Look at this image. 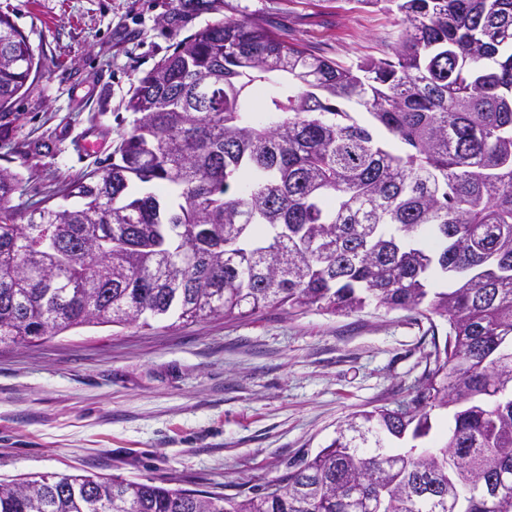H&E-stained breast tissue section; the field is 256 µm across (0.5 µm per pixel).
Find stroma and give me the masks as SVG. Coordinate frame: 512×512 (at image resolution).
<instances>
[{"label":"stroma","mask_w":512,"mask_h":512,"mask_svg":"<svg viewBox=\"0 0 512 512\" xmlns=\"http://www.w3.org/2000/svg\"><path fill=\"white\" fill-rule=\"evenodd\" d=\"M0 10L41 60L0 155L51 146L19 166V209L106 166L132 126L138 78L207 24L260 17L344 65L388 57L402 31L385 0H0ZM447 333L404 309L273 306L0 345V482L58 473L259 489L353 414L409 400Z\"/></svg>","instance_id":"35a3bbf8"}]
</instances>
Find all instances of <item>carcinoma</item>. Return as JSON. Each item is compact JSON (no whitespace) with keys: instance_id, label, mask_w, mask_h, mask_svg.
<instances>
[{"instance_id":"1","label":"carcinoma","mask_w":512,"mask_h":512,"mask_svg":"<svg viewBox=\"0 0 512 512\" xmlns=\"http://www.w3.org/2000/svg\"><path fill=\"white\" fill-rule=\"evenodd\" d=\"M390 2L391 55L350 65L261 18L184 38L138 78L112 162L55 191L72 208L18 211L22 178L0 166V343L406 309L448 323L415 395L250 495L41 475L0 483V512H512V0ZM39 67L0 11V135ZM436 410L453 426L420 447Z\"/></svg>"}]
</instances>
